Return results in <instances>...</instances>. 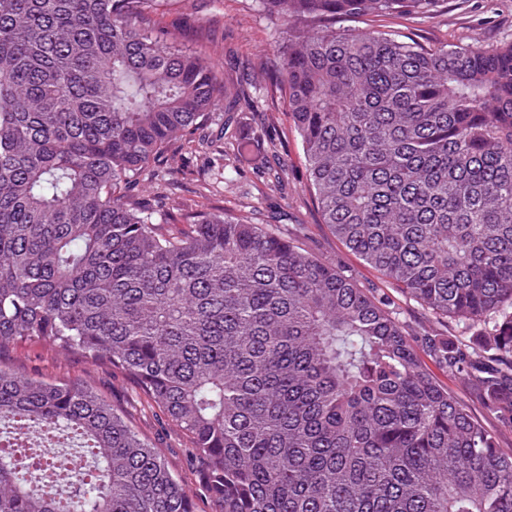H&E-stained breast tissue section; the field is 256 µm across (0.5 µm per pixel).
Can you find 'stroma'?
I'll list each match as a JSON object with an SVG mask.
<instances>
[{
  "instance_id": "stroma-1",
  "label": "stroma",
  "mask_w": 512,
  "mask_h": 512,
  "mask_svg": "<svg viewBox=\"0 0 512 512\" xmlns=\"http://www.w3.org/2000/svg\"><path fill=\"white\" fill-rule=\"evenodd\" d=\"M197 8L200 14L212 20L216 38L211 45V57L215 63L224 66V80L232 84L246 77L256 85L253 105L243 106L238 117L240 136L253 141L254 147L240 161L237 170H226L225 176L231 180V187L220 183L208 186L210 174L219 163L210 150L202 146L187 159L183 174L177 178L174 197H167L163 181L157 179L141 181L134 186V193L152 198L161 212L173 203L186 209L202 207L213 212L255 203L265 216L279 211L280 207H287V217L278 224L281 232L293 231L298 224L308 225L309 233L303 240L307 251L336 261L352 272L363 287L380 286L379 274L338 242L325 225L319 224L307 191L306 169L297 134L288 136L287 200L262 196L264 186L257 170L265 160L266 146L258 139L260 119L267 116L284 126L288 116L282 101L265 88L261 64L271 51L275 35L257 0H197ZM380 26L423 44H492L512 39V0H440L432 18L414 21L387 18ZM230 48L235 49L241 59L249 61L248 71L225 67V53ZM0 363L47 381H89L142 437L163 450L174 472L189 487H197L203 466L194 458L189 439L158 409L146 403L123 374L91 366L77 354L54 355L33 342L0 354ZM429 369L452 395L469 405L477 420L495 430L501 448H512V429L499 427L488 417L476 395L456 375L434 363Z\"/></svg>"
}]
</instances>
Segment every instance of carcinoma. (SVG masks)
I'll list each match as a JSON object with an SVG mask.
<instances>
[{
    "instance_id": "cac0c4a2",
    "label": "carcinoma",
    "mask_w": 512,
    "mask_h": 512,
    "mask_svg": "<svg viewBox=\"0 0 512 512\" xmlns=\"http://www.w3.org/2000/svg\"><path fill=\"white\" fill-rule=\"evenodd\" d=\"M193 0H0V352L37 341L125 374L203 461L217 512H512V451L430 374L395 302L301 238L130 194L202 143L244 145ZM437 0H259L270 80L320 223L438 325L428 356L512 428V40L424 46L372 17ZM188 28L205 34L190 49ZM224 109V126L208 129ZM270 193L285 131L260 123ZM0 512H197L161 449L85 381L0 364Z\"/></svg>"
}]
</instances>
